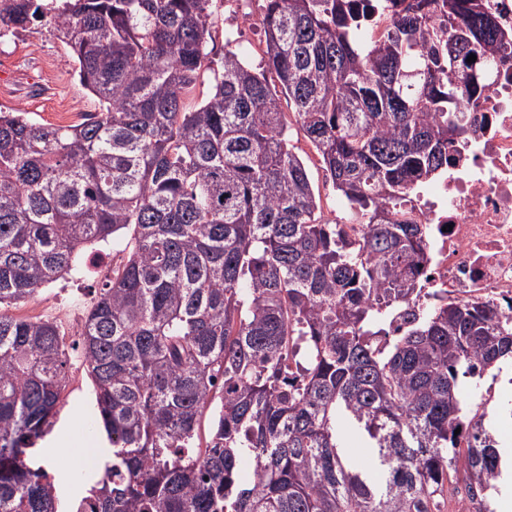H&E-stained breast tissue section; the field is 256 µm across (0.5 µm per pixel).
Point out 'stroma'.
Listing matches in <instances>:
<instances>
[{
	"instance_id": "obj_1",
	"label": "stroma",
	"mask_w": 512,
	"mask_h": 512,
	"mask_svg": "<svg viewBox=\"0 0 512 512\" xmlns=\"http://www.w3.org/2000/svg\"><path fill=\"white\" fill-rule=\"evenodd\" d=\"M264 0H240L230 7L219 0L209 43L211 57L220 60L225 42L243 50L251 66L262 61L263 45L261 17ZM0 55L8 61L0 67V110L21 111L34 121L60 125V113H69L70 123L81 122L84 114L96 112L97 100L80 84L75 73L77 64L70 49L47 25H38L0 44ZM294 144L305 159L309 177L325 217L345 219L332 184L320 166L315 148L302 131H294ZM90 250H83L73 270L63 278L48 284L36 298L11 307L12 315H31L56 320L60 311L78 315L87 313L103 281L88 271ZM80 339H73L67 352L70 360L68 381L56 407L54 427L40 441L36 457L44 459L52 446L65 444L77 435L92 431L95 397L91 381L80 357Z\"/></svg>"
}]
</instances>
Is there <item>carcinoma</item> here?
<instances>
[{"label": "carcinoma", "instance_id": "cac0c4a2", "mask_svg": "<svg viewBox=\"0 0 512 512\" xmlns=\"http://www.w3.org/2000/svg\"><path fill=\"white\" fill-rule=\"evenodd\" d=\"M216 4L63 0L51 26L101 111H0V307L124 241L82 333L112 447L88 512H494L502 449L461 383L512 360V317L410 309L426 228L399 205L448 171L458 83L488 85L512 33L483 0H266L264 66L229 47L215 68ZM39 18L0 0V44ZM268 71L359 239L324 219ZM67 369L56 323L0 310V512H64L29 458ZM349 428L372 466L344 451Z\"/></svg>", "mask_w": 512, "mask_h": 512}]
</instances>
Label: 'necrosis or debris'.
<instances>
[{
	"label": "necrosis or debris",
	"mask_w": 512,
	"mask_h": 512,
	"mask_svg": "<svg viewBox=\"0 0 512 512\" xmlns=\"http://www.w3.org/2000/svg\"><path fill=\"white\" fill-rule=\"evenodd\" d=\"M469 135L449 149L444 177L409 190L400 209L428 225L418 305L477 300L512 315V60L492 83L463 87Z\"/></svg>",
	"instance_id": "4bbe7bcc"
}]
</instances>
